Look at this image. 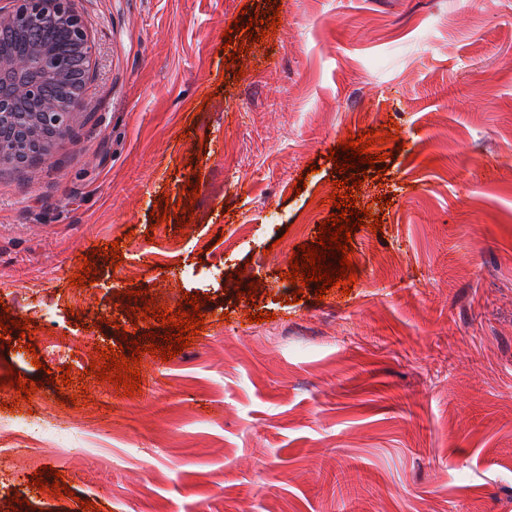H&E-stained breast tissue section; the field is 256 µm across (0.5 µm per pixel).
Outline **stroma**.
I'll list each match as a JSON object with an SVG mask.
<instances>
[{
    "label": "stroma",
    "mask_w": 512,
    "mask_h": 512,
    "mask_svg": "<svg viewBox=\"0 0 512 512\" xmlns=\"http://www.w3.org/2000/svg\"><path fill=\"white\" fill-rule=\"evenodd\" d=\"M74 4L82 121L0 174V303L36 330L34 352L0 342V369L38 385L0 404L74 436L0 465V512H512V0ZM262 11L276 32L225 63ZM373 130L392 155L355 207L384 226L351 236V293L290 303L283 275L335 211L328 154ZM196 180L190 225L156 222ZM165 288L205 296L203 329L144 354L139 392L98 383L97 349L161 333L130 310ZM63 334L59 387L32 355ZM58 472L69 495L31 487Z\"/></svg>",
    "instance_id": "stroma-1"
}]
</instances>
